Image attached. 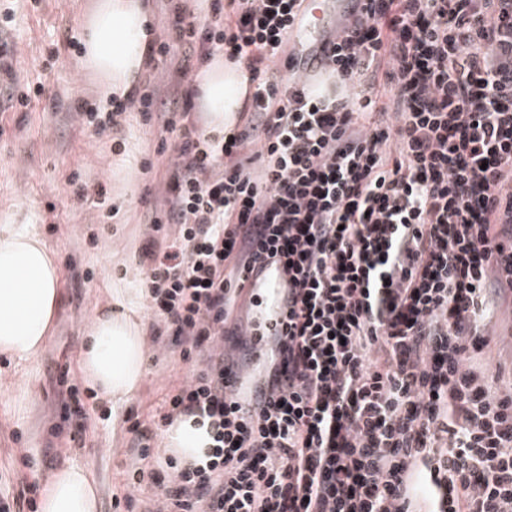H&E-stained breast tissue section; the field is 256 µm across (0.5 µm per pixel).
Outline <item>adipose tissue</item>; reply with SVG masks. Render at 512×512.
Here are the masks:
<instances>
[{"label":"adipose tissue","mask_w":512,"mask_h":512,"mask_svg":"<svg viewBox=\"0 0 512 512\" xmlns=\"http://www.w3.org/2000/svg\"><path fill=\"white\" fill-rule=\"evenodd\" d=\"M78 61L94 81L102 108L127 100L151 63L156 38L149 0H93L81 24ZM206 135L233 131L250 94L244 64L216 53L195 79ZM60 267L35 233L0 225V353L22 361L48 341L60 302ZM132 288H117L113 306L98 312L80 353L86 385L113 403L128 401L146 374L143 330L129 314ZM170 452L190 460L210 445L205 427L185 418L166 433ZM40 512H98V495L87 471L63 463L43 485Z\"/></svg>","instance_id":"1"}]
</instances>
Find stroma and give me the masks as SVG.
<instances>
[{"label":"stroma","instance_id":"obj_1","mask_svg":"<svg viewBox=\"0 0 512 512\" xmlns=\"http://www.w3.org/2000/svg\"><path fill=\"white\" fill-rule=\"evenodd\" d=\"M92 0H0V17L13 21L0 37L16 45L19 83H41L44 93L25 112L5 109L0 91V221L12 219L42 237L58 257L62 300L49 339L32 360L0 355V476L11 493L33 471L50 474L73 462L90 471L99 512H115L127 475L137 463L127 423L154 430L157 409L192 363L164 343L148 344L145 378L129 401L91 396L81 389L87 430L76 435L62 419L59 383L64 366H77L87 327L116 288H137L136 262L148 227L147 204L162 200L167 159L157 152V131L129 114L116 127L80 124L77 106L93 107L89 79L75 65L77 47L62 45L65 31L80 32ZM53 66L43 56L53 43ZM105 193H98V186ZM487 347L475 363L512 382V310L498 311Z\"/></svg>","mask_w":512,"mask_h":512}]
</instances>
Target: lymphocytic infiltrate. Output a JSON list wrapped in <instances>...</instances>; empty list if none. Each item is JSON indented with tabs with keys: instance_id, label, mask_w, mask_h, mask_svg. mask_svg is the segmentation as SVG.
<instances>
[{
	"instance_id": "f902f5d3",
	"label": "lymphocytic infiltrate",
	"mask_w": 512,
	"mask_h": 512,
	"mask_svg": "<svg viewBox=\"0 0 512 512\" xmlns=\"http://www.w3.org/2000/svg\"><path fill=\"white\" fill-rule=\"evenodd\" d=\"M303 4L176 10L169 97L79 114L138 112L173 153L139 264L156 336L195 363L161 423L211 444L165 457L154 512H512V384L472 362L512 294V0H367L314 95L283 70ZM218 51L254 87L222 138L186 109ZM258 266L288 278V332L247 416L224 348Z\"/></svg>"
}]
</instances>
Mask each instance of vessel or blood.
Returning <instances> with one entry per match:
<instances>
[{"instance_id": "obj_1", "label": "vessel or blood", "mask_w": 512, "mask_h": 512, "mask_svg": "<svg viewBox=\"0 0 512 512\" xmlns=\"http://www.w3.org/2000/svg\"><path fill=\"white\" fill-rule=\"evenodd\" d=\"M341 9L339 0H306L297 17L288 54L294 74L306 84H314L331 68L333 21ZM245 287L253 299L254 316L249 324L248 347L244 360L250 364L266 363L273 342L287 331L288 284L279 272L264 268L252 270ZM226 385L244 414L260 410L271 390L261 381L244 384L241 375L232 374Z\"/></svg>"}]
</instances>
